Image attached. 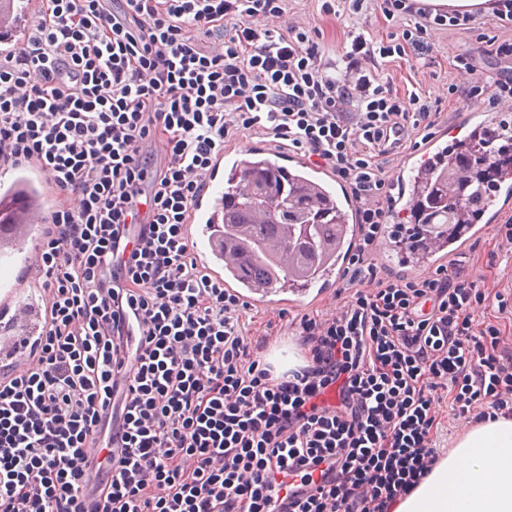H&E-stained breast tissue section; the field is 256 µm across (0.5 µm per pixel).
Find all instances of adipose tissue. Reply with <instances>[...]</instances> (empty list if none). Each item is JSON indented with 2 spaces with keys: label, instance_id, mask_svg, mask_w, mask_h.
<instances>
[{
  "label": "adipose tissue",
  "instance_id": "1",
  "mask_svg": "<svg viewBox=\"0 0 512 512\" xmlns=\"http://www.w3.org/2000/svg\"><path fill=\"white\" fill-rule=\"evenodd\" d=\"M394 512H512V420L476 425Z\"/></svg>",
  "mask_w": 512,
  "mask_h": 512
}]
</instances>
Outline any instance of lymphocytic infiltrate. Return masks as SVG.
<instances>
[{
	"label": "lymphocytic infiltrate",
	"mask_w": 512,
	"mask_h": 512,
	"mask_svg": "<svg viewBox=\"0 0 512 512\" xmlns=\"http://www.w3.org/2000/svg\"><path fill=\"white\" fill-rule=\"evenodd\" d=\"M290 2L41 0L0 57V169L35 165L56 195L29 370L0 365V512H391L442 456L440 404L512 420V290L481 288V253L413 276L370 261L391 158L438 118L378 66L428 56L445 19L417 0H323L404 21L379 40L355 25L332 59ZM488 54L463 95L496 108L512 102V37ZM244 130L361 205L338 313L292 316L302 363L281 373L244 332L248 303L192 258L203 176Z\"/></svg>",
	"instance_id": "lymphocytic-infiltrate-1"
}]
</instances>
